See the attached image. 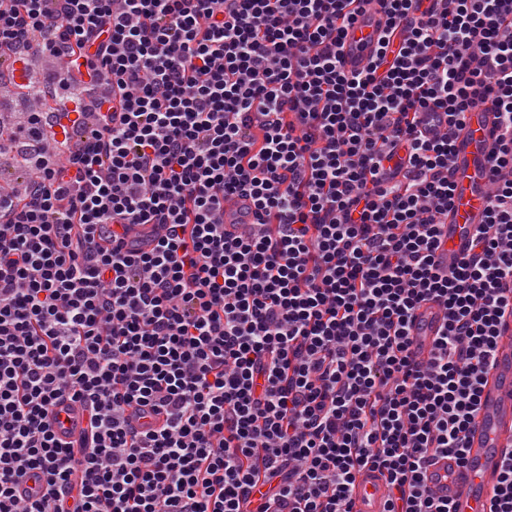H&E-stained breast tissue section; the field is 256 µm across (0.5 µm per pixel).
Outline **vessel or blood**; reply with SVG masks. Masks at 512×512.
I'll list each match as a JSON object with an SVG mask.
<instances>
[{"label":"vessel or blood","instance_id":"vessel-or-blood-1","mask_svg":"<svg viewBox=\"0 0 512 512\" xmlns=\"http://www.w3.org/2000/svg\"><path fill=\"white\" fill-rule=\"evenodd\" d=\"M387 16L377 0H367L363 13L350 27L344 40L346 70L364 68L377 47ZM498 114L488 105L467 112L452 133L453 205L443 228L437 260L443 269L455 267L470 253L475 225L484 223L488 208L487 172L496 149ZM447 319L445 308L436 302L422 304L415 313V353L427 359L438 331ZM58 437L65 442L79 437L85 426L80 410L63 414ZM512 450V315L499 325L496 356L482 387L478 410L467 440L465 463L452 456L437 457L428 467L425 485L438 499L452 502L456 512H486L500 484L501 462ZM388 495L383 478L363 473L354 495V512H383Z\"/></svg>","mask_w":512,"mask_h":512}]
</instances>
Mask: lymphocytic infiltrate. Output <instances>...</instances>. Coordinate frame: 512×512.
I'll return each instance as SVG.
<instances>
[{"mask_svg":"<svg viewBox=\"0 0 512 512\" xmlns=\"http://www.w3.org/2000/svg\"><path fill=\"white\" fill-rule=\"evenodd\" d=\"M361 3L0 0V55L50 48L77 130L0 128L31 172L0 193V512H353L366 471L385 512H453L424 472L464 460L512 311V0H380L349 73ZM485 103L491 206L446 272L452 141L420 115ZM387 16L377 0L366 2L364 13L348 30L344 40L343 63L348 71L364 68L377 47L380 30L387 26ZM447 319L445 308L437 302L422 304L415 313V353L421 360L427 359L438 331ZM62 427L57 428V436L65 442H70L79 437L85 426L84 414L75 408L69 413L62 412Z\"/></svg>","mask_w":512,"mask_h":512,"instance_id":"obj_1","label":"lymphocytic infiltrate"}]
</instances>
